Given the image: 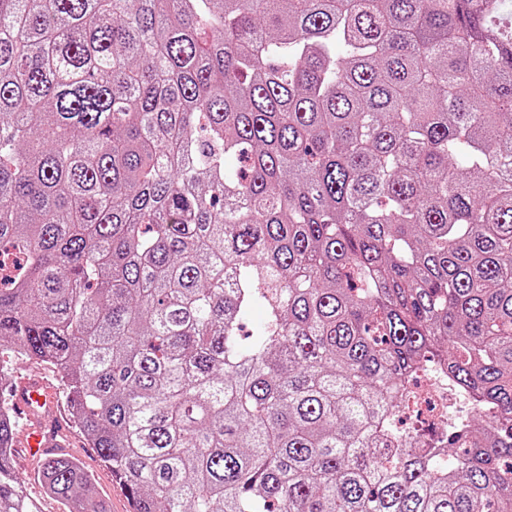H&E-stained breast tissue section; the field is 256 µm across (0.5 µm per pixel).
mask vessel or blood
Masks as SVG:
<instances>
[{
	"instance_id": "vessel-or-blood-1",
	"label": "vessel or blood",
	"mask_w": 512,
	"mask_h": 512,
	"mask_svg": "<svg viewBox=\"0 0 512 512\" xmlns=\"http://www.w3.org/2000/svg\"><path fill=\"white\" fill-rule=\"evenodd\" d=\"M13 397L16 416L31 421L13 448L14 459L46 457L56 448L68 445L71 431L55 411V397L46 380L30 376L19 378Z\"/></svg>"
}]
</instances>
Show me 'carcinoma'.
<instances>
[{"label":"carcinoma","instance_id":"1","mask_svg":"<svg viewBox=\"0 0 512 512\" xmlns=\"http://www.w3.org/2000/svg\"><path fill=\"white\" fill-rule=\"evenodd\" d=\"M501 2L0 0V386L57 368L135 512H512ZM431 364L474 405L436 441Z\"/></svg>","mask_w":512,"mask_h":512}]
</instances>
